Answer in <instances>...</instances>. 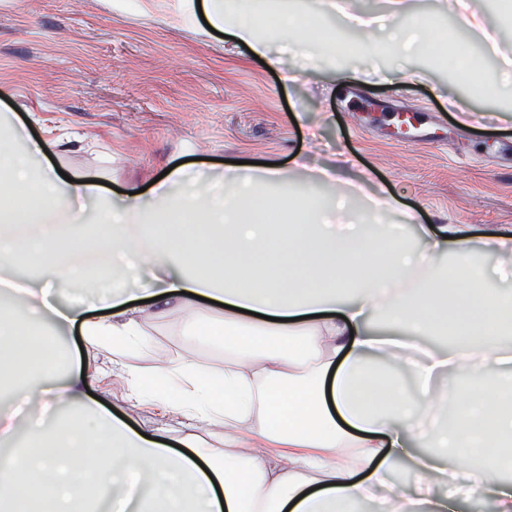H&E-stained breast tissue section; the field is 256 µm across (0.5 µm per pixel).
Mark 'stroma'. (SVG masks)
<instances>
[{
	"label": "stroma",
	"mask_w": 512,
	"mask_h": 512,
	"mask_svg": "<svg viewBox=\"0 0 512 512\" xmlns=\"http://www.w3.org/2000/svg\"><path fill=\"white\" fill-rule=\"evenodd\" d=\"M468 4L500 29L497 45L483 47L487 68L499 71L512 59V27L489 0ZM354 64L382 76L349 80L301 49L267 70L210 31L197 0H0V124L24 123L39 140L95 143L93 153L52 146L47 155L65 174L102 182L106 199L179 161L208 190L223 186L229 160L279 166L296 189L304 167L342 156L350 164L336 191L361 172L370 180L368 196L352 198L365 219L409 237L405 212L415 224H462L476 237L512 227V111L419 55H361ZM452 98L476 110L471 126L460 125ZM372 194L394 209L372 208ZM185 320L181 312L152 319V350L132 364L146 373L160 356L223 364V346L185 341ZM95 395L134 428L172 424L129 402L116 378Z\"/></svg>",
	"instance_id": "obj_1"
}]
</instances>
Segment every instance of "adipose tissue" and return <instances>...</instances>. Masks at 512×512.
<instances>
[{
	"mask_svg": "<svg viewBox=\"0 0 512 512\" xmlns=\"http://www.w3.org/2000/svg\"><path fill=\"white\" fill-rule=\"evenodd\" d=\"M332 7L235 0L230 13L203 9L211 28L267 69L280 66L272 42L285 41L329 49L342 74L360 79L351 53L325 46L299 18ZM434 39L427 16L391 25L382 39L361 24L367 48L385 42L402 57ZM13 136L24 139L22 128ZM24 141L5 163L11 186L32 185L30 207L0 209V281L28 270L0 305V399L26 409L37 400L44 412L32 415L25 442L0 453V512H361L380 489L382 512H456L476 495L512 512V228L484 235L488 271L473 262L465 227L422 224L411 241L392 225L351 221L344 200L316 193L339 181V164L281 196L299 223L274 224L263 211L266 187L281 178L275 168L231 171L223 195L205 201L176 166L151 201L136 192L115 204L84 177L34 167L45 146ZM73 199L91 205L101 229L93 249L75 246L88 233L70 216ZM447 254L452 262L437 264ZM102 267L121 281L97 282L95 306L54 305L81 271ZM176 311L188 315L189 342H223V368L162 358L147 376L127 364L151 348L146 323ZM50 316L111 359L128 401L182 419L176 443L90 399L98 368L56 376ZM429 335L457 342L440 355L424 347ZM404 374L416 389L403 386ZM62 404L70 416L43 434ZM199 423L223 427V449L204 447ZM176 444L185 454L173 453ZM401 465L411 484H390Z\"/></svg>",
	"mask_w": 512,
	"mask_h": 512,
	"instance_id": "1",
	"label": "adipose tissue"
}]
</instances>
